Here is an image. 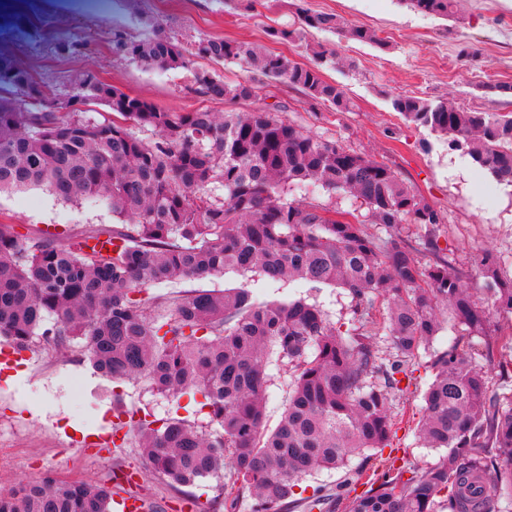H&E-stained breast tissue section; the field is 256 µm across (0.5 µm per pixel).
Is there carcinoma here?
Here are the masks:
<instances>
[{
    "label": "carcinoma",
    "mask_w": 512,
    "mask_h": 512,
    "mask_svg": "<svg viewBox=\"0 0 512 512\" xmlns=\"http://www.w3.org/2000/svg\"><path fill=\"white\" fill-rule=\"evenodd\" d=\"M416 13L458 19L457 0H399ZM289 26L269 27L275 42L309 32L382 45L376 31L293 0ZM114 49L148 68L194 71L195 92L234 104L253 96V79L228 83L195 59L237 62L267 80L286 81L337 111L353 103L324 79L336 66L335 45L311 49L313 63L249 43L203 37L191 48L157 30L144 39L117 35ZM0 192L41 187L68 202L105 205L122 223L82 233L75 242L43 232L22 239L0 224V339L21 351L43 336L80 342L87 359L114 380L145 377L162 395L199 392L209 426L183 418L130 416L145 439L153 472L178 485L216 477L230 459V481L218 485L228 512L249 494L252 512H287L303 476L343 469L350 458L385 448L393 434L390 396L408 390L410 362L449 314L469 337L497 341L493 313L512 315V279L496 257L474 259L485 298L461 285L442 256L441 215L386 164L323 140L265 110L162 109L99 79L73 92L101 103L113 118L59 112L42 86L0 55ZM393 108L407 121L448 137L450 149L512 186V115L465 110L446 99L401 96ZM139 132H134V129ZM223 193L218 194L216 190ZM315 194L347 201L328 208ZM367 209L370 221L359 219ZM380 226L385 237L368 231ZM412 224L433 260L421 263L400 235ZM112 251L99 248L101 242ZM234 273L253 282L301 280L318 291L347 289L358 318L332 322L302 299L259 300L246 285L221 293L194 289L149 296L153 285ZM385 304L384 329L395 359L378 362L370 317ZM287 360V408L265 429L270 349ZM421 439L446 450L436 465L388 469L347 512H491L495 494L512 495V395L490 394L466 351L448 348L430 360ZM506 405H501V400ZM105 485L43 478L0 492V512H111Z\"/></svg>",
    "instance_id": "cac0c4a2"
}]
</instances>
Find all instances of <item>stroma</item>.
Segmentation results:
<instances>
[{
  "label": "stroma",
  "instance_id": "1",
  "mask_svg": "<svg viewBox=\"0 0 512 512\" xmlns=\"http://www.w3.org/2000/svg\"><path fill=\"white\" fill-rule=\"evenodd\" d=\"M316 11L332 12L353 25L376 30L384 47L313 32L296 42L271 41L268 27L294 20L292 0H268L254 13L236 0H21L17 11L0 17V54L25 68L49 99L68 97L85 72L160 108L185 112L264 109L295 123L310 135L335 140L385 163L403 182L424 196L442 217L439 244L475 297L482 281L471 259L491 252L504 276H512V188L496 184L477 166L462 162L445 138L408 122L393 108L400 96L447 98L480 112L512 113V96L489 91L492 83L512 84V0H461L459 21L427 17L403 8L399 0H307ZM184 46L201 37L247 42L283 53L302 65L311 62V45L335 43L342 63L326 71L327 81L341 85L356 107L339 112L310 102L297 87L260 80L247 101L227 106L194 90L185 69L160 70L116 53L115 33L132 39L151 36L156 25ZM76 43L61 53L60 41ZM480 51L478 61H461L462 45ZM111 211L83 201L63 202L41 189L0 193V224L14 225L23 237L43 230L64 237L80 235L92 225H112ZM262 300L285 296L318 304L335 322L354 316L355 301L342 288L312 291L306 284L255 283ZM454 347L470 350L471 339L446 326L413 366L408 392L391 396L394 436L390 446L351 458L347 469H323L308 476L304 488L317 490L328 512H344L337 499L366 489L365 476L394 466L419 471L436 464L441 451L423 447L419 438L422 395L431 380L426 368L432 352ZM21 368L0 372V490L9 491L51 475L97 485H113L118 474L134 477L131 490L157 505V512H224L215 503V480L178 487L153 473L138 436L127 422L132 412L155 418L183 417L208 421L190 394H156L146 379L112 382L95 373L79 341L58 346L35 342L22 355ZM266 372V421L275 427L288 403V368L270 359ZM120 434L117 446L95 447L94 436Z\"/></svg>",
  "mask_w": 512,
  "mask_h": 512
}]
</instances>
